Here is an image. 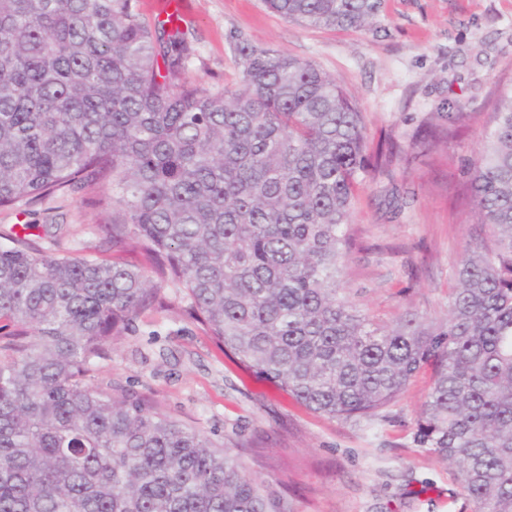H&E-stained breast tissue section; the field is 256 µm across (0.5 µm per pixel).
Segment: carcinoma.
Here are the masks:
<instances>
[{
	"label": "carcinoma",
	"mask_w": 512,
	"mask_h": 512,
	"mask_svg": "<svg viewBox=\"0 0 512 512\" xmlns=\"http://www.w3.org/2000/svg\"><path fill=\"white\" fill-rule=\"evenodd\" d=\"M292 23L359 28L382 0H264ZM221 94L183 81L180 26L133 0H0V206L112 187L135 264L0 246V512H288L231 439L92 383L162 283L225 353L314 413L371 425L432 370L415 442L457 465L475 512H512V83L463 172L490 240L467 243L447 313L383 325L341 291L357 186L401 152L316 64L231 36ZM446 136L467 113L442 105ZM428 124L408 142L428 151Z\"/></svg>",
	"instance_id": "1"
}]
</instances>
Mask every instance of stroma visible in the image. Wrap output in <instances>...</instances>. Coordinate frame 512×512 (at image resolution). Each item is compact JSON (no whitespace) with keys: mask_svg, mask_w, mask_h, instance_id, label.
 Instances as JSON below:
<instances>
[{"mask_svg":"<svg viewBox=\"0 0 512 512\" xmlns=\"http://www.w3.org/2000/svg\"><path fill=\"white\" fill-rule=\"evenodd\" d=\"M182 2L194 49L185 77L210 92L236 79L237 33L334 77L374 137L407 143L447 101L467 112L455 138L359 185L353 246L339 272L344 294L386 323L408 310L443 315L453 266L482 232L473 210L452 198L490 122L495 84L512 78V0H385L376 23L345 30L289 22L262 0ZM108 194L85 189L0 207V244L17 234L49 253L112 258V209L96 203ZM49 224L59 235L46 233ZM164 292L170 307L140 313L97 360L101 388L150 399L214 440L232 437L251 474L293 512H473L456 468L414 441L429 374L374 427L328 418L242 370L190 316L180 289Z\"/></svg>","mask_w":512,"mask_h":512,"instance_id":"1","label":"stroma"}]
</instances>
